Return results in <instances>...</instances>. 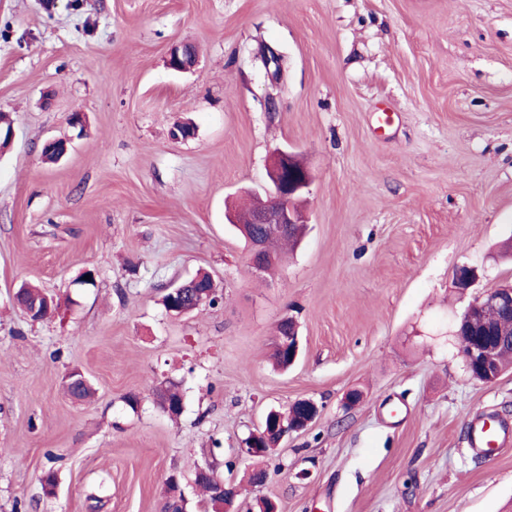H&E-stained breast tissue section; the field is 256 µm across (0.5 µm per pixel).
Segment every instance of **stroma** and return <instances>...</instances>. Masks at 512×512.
<instances>
[{
	"label": "stroma",
	"instance_id": "1",
	"mask_svg": "<svg viewBox=\"0 0 512 512\" xmlns=\"http://www.w3.org/2000/svg\"><path fill=\"white\" fill-rule=\"evenodd\" d=\"M184 43L198 61L177 73ZM0 112V512H162L173 474L187 512H213L205 461L238 512H512V441L487 458L468 442L478 414L512 434V367L476 381L453 334L512 281V0H0ZM280 149L312 173L309 228L256 277L224 213ZM200 271L223 302L169 315L167 289ZM24 283L61 298L52 317L18 308ZM287 314L302 349L281 371ZM73 371L91 398L66 393ZM172 382L176 416L157 404ZM305 398L307 430L238 457ZM294 406H300L304 409L303 417L292 419L290 415L287 419L286 413L276 410L269 411L265 416L262 427L257 432L252 433L241 448H237V455L245 458L264 456L267 451L266 448H263V442L273 440L279 445L292 433L306 430L319 416V407L313 400H299L289 410L292 407V410H294ZM197 473L201 480L210 482L214 486L213 488L210 484L201 483L197 480L198 485L208 496L210 503L215 509L214 511L234 512L233 505L236 499V490L231 485H226L224 480L218 478L210 467L200 466ZM214 489L215 495L223 499L222 508L220 510L217 509L216 506V497L213 494Z\"/></svg>",
	"mask_w": 512,
	"mask_h": 512
}]
</instances>
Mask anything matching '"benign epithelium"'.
Listing matches in <instances>:
<instances>
[{
    "label": "benign epithelium",
    "mask_w": 512,
    "mask_h": 512,
    "mask_svg": "<svg viewBox=\"0 0 512 512\" xmlns=\"http://www.w3.org/2000/svg\"><path fill=\"white\" fill-rule=\"evenodd\" d=\"M195 64V55L186 45L171 50L168 65L175 71H187ZM269 185L264 195L256 196L252 206L251 223L263 228V233L252 235L241 229L248 244L251 256V269L256 275L265 273L267 266L274 261L268 250L267 239L284 233H295L306 224L305 214L299 206L304 191L311 184V174L306 166L298 161L294 154L279 151L273 155L268 171ZM477 279V269L467 264L457 267L454 285L460 292H466ZM490 310L496 314V322L484 327L479 332L472 328V314L480 310ZM512 318V284L506 283L492 288L476 297L466 308L460 318L455 336L470 337L468 346H459L460 354L470 375L480 374L484 381L492 383L501 375L497 354L507 346H512V326L503 323L502 317ZM281 324L290 326L288 335L282 337V348L287 350L288 365H293L298 358L300 341L294 319L287 316ZM295 405L304 409L300 418H288L286 414L271 410L264 419L262 427L251 434L237 449V455L245 458L267 454L263 443L273 440L278 443L289 435L311 426L319 416L318 405L303 399ZM200 479L211 483L215 495L223 499V512H234L236 490L218 478L209 467H199Z\"/></svg>",
    "instance_id": "obj_1"
}]
</instances>
